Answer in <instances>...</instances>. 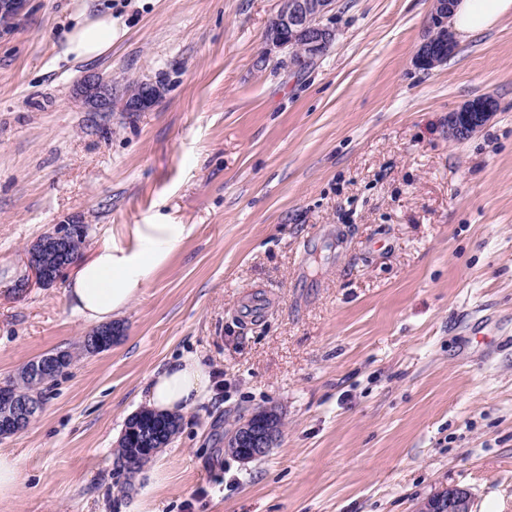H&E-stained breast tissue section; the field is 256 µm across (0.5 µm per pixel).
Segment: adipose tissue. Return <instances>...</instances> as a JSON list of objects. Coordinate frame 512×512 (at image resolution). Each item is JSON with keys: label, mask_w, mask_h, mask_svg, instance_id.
Returning a JSON list of instances; mask_svg holds the SVG:
<instances>
[{"label": "adipose tissue", "mask_w": 512, "mask_h": 512, "mask_svg": "<svg viewBox=\"0 0 512 512\" xmlns=\"http://www.w3.org/2000/svg\"><path fill=\"white\" fill-rule=\"evenodd\" d=\"M510 14L512 0H457L451 24L459 37L468 39ZM114 36L111 15L86 18L68 33L66 52L90 62L111 49ZM188 233L184 224H139L132 244L102 243L67 283L72 313L89 325L106 324L122 315ZM210 385L208 367L198 357L186 355L155 368L139 398L150 410L176 416L196 406Z\"/></svg>", "instance_id": "ef3b65f1"}]
</instances>
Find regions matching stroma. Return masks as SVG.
<instances>
[{"mask_svg":"<svg viewBox=\"0 0 512 512\" xmlns=\"http://www.w3.org/2000/svg\"><path fill=\"white\" fill-rule=\"evenodd\" d=\"M279 0H27L0 27V383L67 350L41 413L0 441L27 479L0 512H416L448 486L512 512V16L415 52L431 0H338L336 41L297 73L260 61ZM108 12L112 48L65 52ZM161 80L144 112L89 111L80 85ZM497 111L453 138L448 117ZM85 224L83 254L137 224L190 233L102 352L66 278L30 247ZM192 354L211 393L117 480L113 450L159 365ZM274 408L261 460L224 452ZM496 112L492 99L469 101L463 104L452 115V132L458 137L469 136L484 126Z\"/></svg>","mask_w":512,"mask_h":512,"instance_id":"1","label":"stroma"}]
</instances>
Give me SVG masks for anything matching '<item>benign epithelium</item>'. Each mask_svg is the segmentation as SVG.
Returning a JSON list of instances; mask_svg holds the SVG:
<instances>
[{
    "label": "benign epithelium",
    "mask_w": 512,
    "mask_h": 512,
    "mask_svg": "<svg viewBox=\"0 0 512 512\" xmlns=\"http://www.w3.org/2000/svg\"><path fill=\"white\" fill-rule=\"evenodd\" d=\"M337 0H280L279 9L270 18L264 31L265 54L292 51L291 68L300 69L303 55L320 56L336 39V29L324 19L336 9ZM456 0H432V17L427 34L420 45L416 62L419 66L431 69L441 62L432 54L433 46L444 49L455 46L453 33L448 29V15ZM83 96L92 112L112 110L107 83L100 77L89 75L81 86ZM496 112L493 100L484 98L463 104L452 115V132L457 137L469 136L484 126ZM81 231L79 224H63L53 233L58 253L67 251L70 237ZM7 407V420L0 425V439L23 432L39 411L38 404L17 396H3ZM279 441L277 430L272 422L253 413L242 418L227 435V442L243 450L242 460L250 461L264 457ZM424 512H471V495L461 487H446L425 503Z\"/></svg>",
    "instance_id": "obj_1"
}]
</instances>
